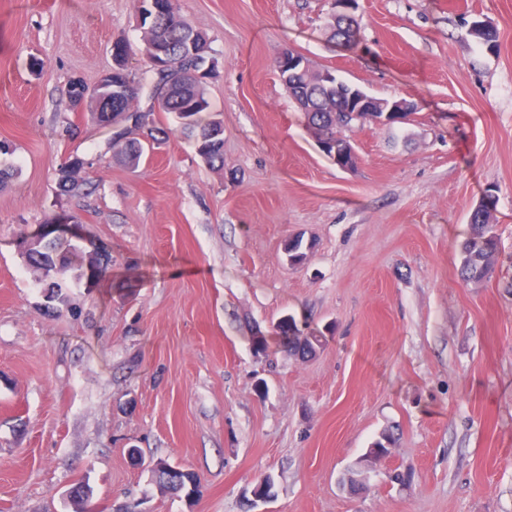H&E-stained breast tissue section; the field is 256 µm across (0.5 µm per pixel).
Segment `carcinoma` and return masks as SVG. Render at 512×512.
I'll use <instances>...</instances> for the list:
<instances>
[{"mask_svg": "<svg viewBox=\"0 0 512 512\" xmlns=\"http://www.w3.org/2000/svg\"><path fill=\"white\" fill-rule=\"evenodd\" d=\"M205 38V34L191 22L180 16L175 0H159L158 11L151 21V34H142L145 45L144 54L150 56L147 45L150 42L161 43L167 53V66L156 69L152 60H147L148 67L154 71L157 80L151 97H157L162 88L168 84L177 88L178 94L172 96L160 111L172 114L179 120L184 134L195 142L197 154L211 167L224 165V129L216 116H206L209 103L205 97L204 83L195 80L191 71L195 63L190 56L191 38ZM279 78H288V90L304 112L308 125L319 135V143L326 155L333 156L331 141L335 140L338 124L349 126L354 118L344 115L345 101L336 91V85H319L314 77L307 74L287 75V71H278ZM113 84L122 89L118 104L121 108L138 113L143 118V128L147 136L143 139L132 138L126 141H113L121 161L131 168L139 167L147 153L167 136V130L155 122L152 110L140 108V88L134 84L130 74L116 75ZM84 169V161L75 156L61 170L59 185L65 192L72 191L79 185L77 175ZM66 223V215L58 214L40 226L34 236L36 245L27 249L26 254L32 269L41 278L51 276L54 301L59 304L67 302L64 283L69 275L80 280L84 277L93 280L103 272L101 261L89 258L84 260L79 246L73 242L77 234H70L59 229ZM472 237L462 247L461 277L465 281H481L492 271L493 258L498 248V238L494 225L487 222L485 213L475 208L470 215ZM278 330L288 337L290 350L309 355L315 351L314 343L307 337H301L293 318L279 321ZM156 482L173 494L183 492L190 497L199 488L198 476L167 461H161L151 468ZM92 495L88 484L79 483L69 491V497L83 506L82 512H91L88 501Z\"/></svg>", "mask_w": 512, "mask_h": 512, "instance_id": "carcinoma-1", "label": "carcinoma"}]
</instances>
